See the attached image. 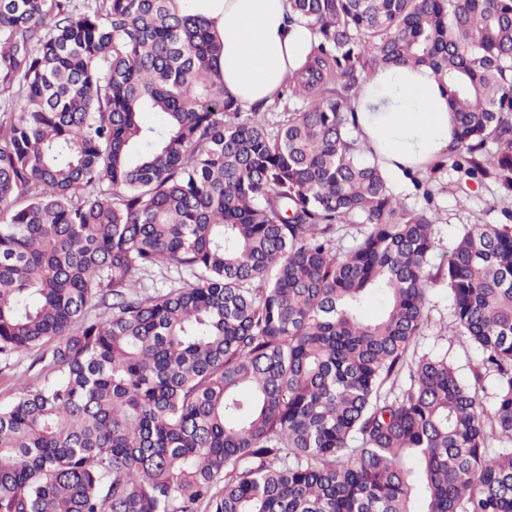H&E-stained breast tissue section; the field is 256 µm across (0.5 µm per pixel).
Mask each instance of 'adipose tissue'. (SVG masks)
Returning <instances> with one entry per match:
<instances>
[{
    "label": "adipose tissue",
    "instance_id": "ef3b65f1",
    "mask_svg": "<svg viewBox=\"0 0 512 512\" xmlns=\"http://www.w3.org/2000/svg\"><path fill=\"white\" fill-rule=\"evenodd\" d=\"M214 21L224 40V89L241 107L273 102L309 65L317 35L290 18L289 0H177ZM358 143L381 172L407 181L454 141L448 94L427 67L383 66L363 83L351 116Z\"/></svg>",
    "mask_w": 512,
    "mask_h": 512
}]
</instances>
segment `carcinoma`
I'll list each match as a JSON object with an SVG mask.
<instances>
[{
    "label": "carcinoma",
    "mask_w": 512,
    "mask_h": 512,
    "mask_svg": "<svg viewBox=\"0 0 512 512\" xmlns=\"http://www.w3.org/2000/svg\"><path fill=\"white\" fill-rule=\"evenodd\" d=\"M290 6L319 43L270 123L175 0H0V351L55 341L0 407V512H512V212L431 265V192L406 208L348 121L370 65L426 66L453 167L511 196L512 0ZM439 282L490 407L446 355L386 388Z\"/></svg>",
    "instance_id": "cac0c4a2"
}]
</instances>
